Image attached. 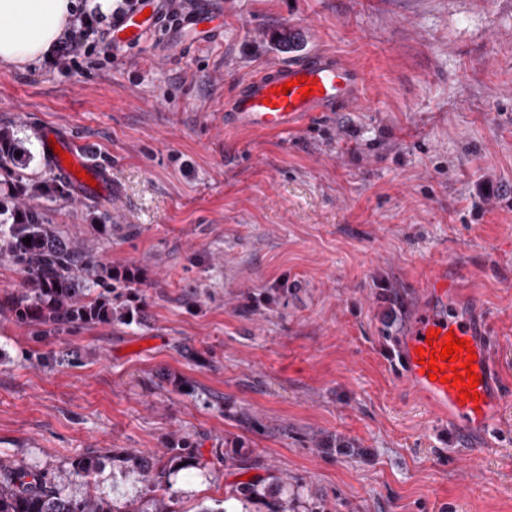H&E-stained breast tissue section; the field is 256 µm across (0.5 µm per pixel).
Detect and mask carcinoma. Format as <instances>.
I'll list each match as a JSON object with an SVG mask.
<instances>
[{"label":"carcinoma","instance_id":"obj_1","mask_svg":"<svg viewBox=\"0 0 512 512\" xmlns=\"http://www.w3.org/2000/svg\"><path fill=\"white\" fill-rule=\"evenodd\" d=\"M25 164L13 129L0 127V171L7 174ZM31 243H24V238ZM0 255L10 258L26 275L27 287L15 295L10 311L18 323L38 322L52 330L71 324L116 318L127 320L131 311L112 307V269L100 260L61 240L42 222L34 208L9 209L0 199ZM187 447L173 449L168 459L146 464L138 454L116 452L125 474L154 488ZM103 455L96 450L73 459L66 468L53 471L0 461V512H120L95 493L76 497L66 493L72 477H91Z\"/></svg>","mask_w":512,"mask_h":512}]
</instances>
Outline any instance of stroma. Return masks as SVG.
Returning <instances> with one entry per match:
<instances>
[{"label":"stroma","instance_id":"stroma-1","mask_svg":"<svg viewBox=\"0 0 512 512\" xmlns=\"http://www.w3.org/2000/svg\"><path fill=\"white\" fill-rule=\"evenodd\" d=\"M201 47L147 45L87 72L0 68V126L29 162L0 197L110 265L135 318L44 331L0 257V460L91 448L185 459L174 512H512V407L469 460L386 363L447 269L480 303L512 386V0H216ZM336 52L362 102L277 134L224 101L273 61ZM108 161L120 198L50 199L39 129ZM252 483L259 494L241 499ZM98 493L150 491L103 460Z\"/></svg>","mask_w":512,"mask_h":512}]
</instances>
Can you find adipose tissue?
Returning <instances> with one entry per match:
<instances>
[{
  "mask_svg": "<svg viewBox=\"0 0 512 512\" xmlns=\"http://www.w3.org/2000/svg\"><path fill=\"white\" fill-rule=\"evenodd\" d=\"M74 8V0H0V65L49 57Z\"/></svg>",
  "mask_w": 512,
  "mask_h": 512,
  "instance_id": "ef3b65f1",
  "label": "adipose tissue"
}]
</instances>
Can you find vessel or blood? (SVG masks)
<instances>
[{"instance_id": "1", "label": "vessel or blood", "mask_w": 512, "mask_h": 512, "mask_svg": "<svg viewBox=\"0 0 512 512\" xmlns=\"http://www.w3.org/2000/svg\"><path fill=\"white\" fill-rule=\"evenodd\" d=\"M216 13L211 0H198V7L187 16H170L167 0H138L134 11L112 24L113 48H137L160 27H167L171 37L194 45L206 41L211 20ZM306 77L316 89L310 98H303L297 78ZM289 84L288 93H281L282 84ZM366 77L358 68L343 62L337 55L316 51L288 63H274L266 70L242 81L231 98L224 103L233 126L257 131L288 132L298 117H313L324 112H345L363 99ZM43 141H56L65 153L56 159L58 171L67 165L82 170L74 184L80 195L108 196L112 180L107 165L88 151L76 147L69 135L49 125L42 129ZM426 288L440 303L455 300L459 285L449 280L446 271L431 276ZM452 333L466 339L469 349L459 352V363H466L468 354H475V371L480 377L476 388L478 401H460L454 386L430 380L427 366L418 362L417 348L425 346L428 332ZM496 344L488 316L472 314L464 321L449 320L434 309L420 311L411 330L394 340L388 349L389 366L396 378L424 397L427 404L443 420L461 448H473L475 439L502 417L512 394L508 393L499 375Z\"/></svg>"}]
</instances>
